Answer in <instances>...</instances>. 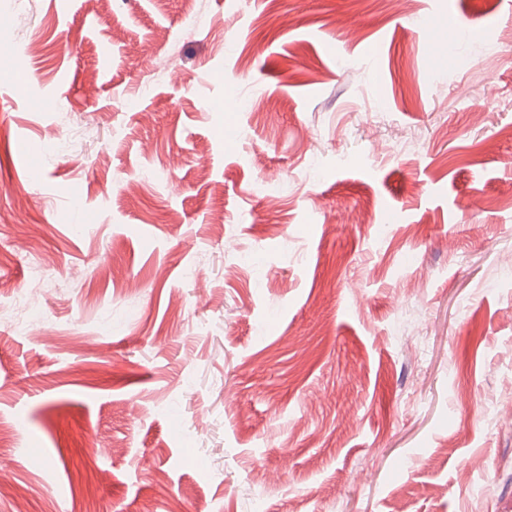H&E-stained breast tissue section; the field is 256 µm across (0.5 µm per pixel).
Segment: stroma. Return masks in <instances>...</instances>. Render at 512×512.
I'll return each mask as SVG.
<instances>
[{
  "label": "stroma",
  "mask_w": 512,
  "mask_h": 512,
  "mask_svg": "<svg viewBox=\"0 0 512 512\" xmlns=\"http://www.w3.org/2000/svg\"><path fill=\"white\" fill-rule=\"evenodd\" d=\"M1 13L0 512H512V0Z\"/></svg>",
  "instance_id": "1"
}]
</instances>
